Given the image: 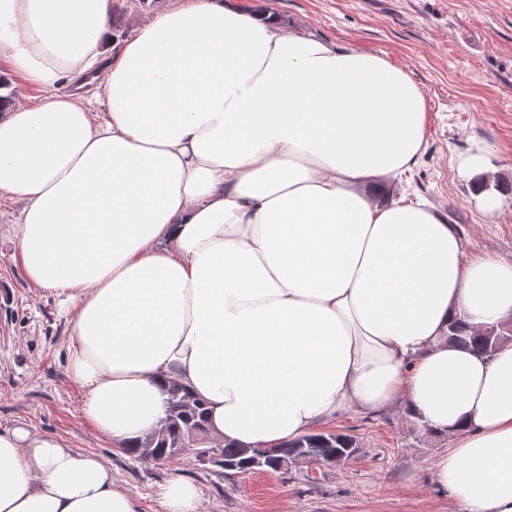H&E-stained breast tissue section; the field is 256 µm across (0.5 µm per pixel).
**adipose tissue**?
I'll return each mask as SVG.
<instances>
[{
    "instance_id": "adipose-tissue-1",
    "label": "adipose tissue",
    "mask_w": 512,
    "mask_h": 512,
    "mask_svg": "<svg viewBox=\"0 0 512 512\" xmlns=\"http://www.w3.org/2000/svg\"><path fill=\"white\" fill-rule=\"evenodd\" d=\"M112 5L0 0L23 88L0 107V200L21 203L25 274L69 317L85 418L134 443L175 380L214 439L273 448L396 408L454 437L432 478L461 512H512V342L446 338L456 317L512 315V262L467 258L441 210L377 196L420 157L419 87L235 0L165 2L123 41ZM489 171L480 143L458 162L492 211ZM0 512L138 506L98 456L16 427Z\"/></svg>"
}]
</instances>
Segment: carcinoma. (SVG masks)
<instances>
[{"label": "carcinoma", "mask_w": 512, "mask_h": 512, "mask_svg": "<svg viewBox=\"0 0 512 512\" xmlns=\"http://www.w3.org/2000/svg\"><path fill=\"white\" fill-rule=\"evenodd\" d=\"M448 340L474 346L485 354L494 352L486 336L472 334L470 326L463 318H458L449 325ZM167 393L168 406L165 417L161 421V429L158 433L149 435L141 441L124 446L126 454L138 457L140 449L156 448L158 459L171 458L181 454L191 435L195 437V447H211L210 435L206 428L205 404L176 381L169 384ZM353 447L355 442L349 436L319 433L301 437L281 448H264L262 452L265 455L266 466L270 468L280 464L282 459L297 448L311 460L324 462L339 449ZM217 452L230 464L229 471L243 473L245 462L255 449L223 442L217 447Z\"/></svg>", "instance_id": "1"}]
</instances>
